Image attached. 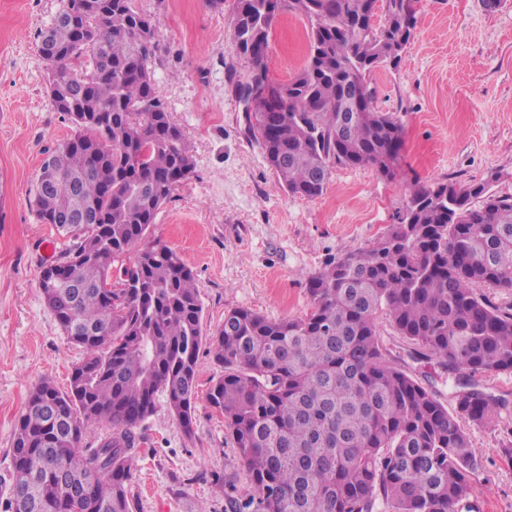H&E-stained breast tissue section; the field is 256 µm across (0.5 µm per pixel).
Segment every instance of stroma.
<instances>
[{"label":"stroma","mask_w":512,"mask_h":512,"mask_svg":"<svg viewBox=\"0 0 512 512\" xmlns=\"http://www.w3.org/2000/svg\"><path fill=\"white\" fill-rule=\"evenodd\" d=\"M134 5L157 21L156 90L196 162L160 210L154 233L194 271L207 333L237 308L271 319L303 315L307 277L332 258L369 248L398 223L411 185L477 182L497 171L494 190L512 193V0L492 10L485 0H413L416 28L399 64L369 76L375 107L402 126L396 174L334 163L313 200L282 188L249 130L236 86L249 81L252 68L234 45L236 0H224L220 10L206 0ZM61 6L0 0V476L31 388L47 379L67 390L82 357L39 288L42 265L65 258L74 241L42 223L33 206L44 161L74 130L52 107L37 57L38 35ZM308 28L288 11L273 25V81L287 82L304 66ZM381 332L402 365L447 393L435 361L412 360L389 326ZM220 373L211 355L201 354L193 436L184 435L162 396L138 427V512H224L216 473L245 489L233 439L206 399ZM468 433L480 462L475 491L483 512H512V447L502 445L503 426L472 425Z\"/></svg>","instance_id":"obj_1"}]
</instances>
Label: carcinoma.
<instances>
[{
	"instance_id": "1",
	"label": "carcinoma",
	"mask_w": 512,
	"mask_h": 512,
	"mask_svg": "<svg viewBox=\"0 0 512 512\" xmlns=\"http://www.w3.org/2000/svg\"><path fill=\"white\" fill-rule=\"evenodd\" d=\"M309 24L307 59L270 85L280 112L252 113L250 130L289 193L316 199L329 163L393 176L401 125L372 104L367 78L397 65L413 28L412 0H237L235 46L252 65L240 92L267 84L272 25L283 9ZM382 9L385 22L374 23ZM157 22L133 0H64L40 34L56 55L40 58L49 90L73 95V137L49 157L54 191L36 184L45 224L83 204L71 256L54 260L63 283L39 277L45 305L84 352L68 390L44 379L29 392L14 432L0 512H137L131 492L135 429L168 409L194 433L200 351L222 374L207 392L246 469L247 489L213 475L225 512H482L478 461L466 425L512 413V402L475 381L512 374V195L481 182L411 189L400 222L369 249L333 259L306 281L308 310L272 320L252 309L224 316L208 336L196 275L153 226L178 183L194 172L184 133L156 91L150 60ZM362 102L343 121L346 97ZM133 255V261L124 258ZM385 321L448 374L450 403L392 358ZM57 411L58 434L43 406ZM90 422L110 433L84 446ZM74 468L85 494L55 479Z\"/></svg>"
}]
</instances>
